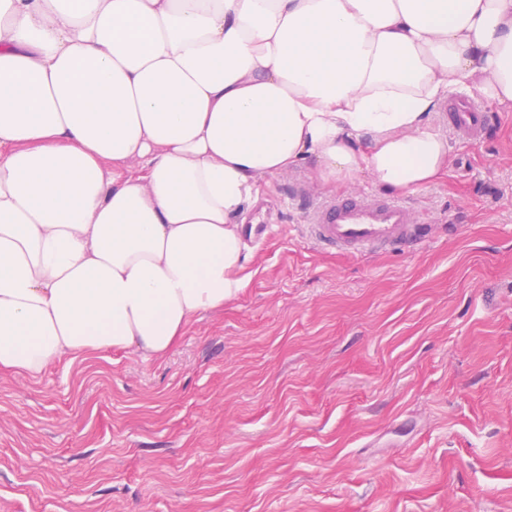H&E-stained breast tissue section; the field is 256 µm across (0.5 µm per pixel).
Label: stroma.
<instances>
[{
    "label": "stroma",
    "mask_w": 512,
    "mask_h": 512,
    "mask_svg": "<svg viewBox=\"0 0 512 512\" xmlns=\"http://www.w3.org/2000/svg\"><path fill=\"white\" fill-rule=\"evenodd\" d=\"M408 196L430 236L353 257L300 231L336 188L268 177L249 281L166 356L0 375V512H512V112Z\"/></svg>",
    "instance_id": "stroma-1"
}]
</instances>
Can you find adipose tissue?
Masks as SVG:
<instances>
[{"label":"adipose tissue","mask_w":512,"mask_h":512,"mask_svg":"<svg viewBox=\"0 0 512 512\" xmlns=\"http://www.w3.org/2000/svg\"><path fill=\"white\" fill-rule=\"evenodd\" d=\"M452 92L512 108V0H0V374L165 356L262 179L417 193Z\"/></svg>","instance_id":"ef3b65f1"}]
</instances>
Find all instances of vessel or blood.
<instances>
[{
	"instance_id": "obj_1",
	"label": "vessel or blood",
	"mask_w": 512,
	"mask_h": 512,
	"mask_svg": "<svg viewBox=\"0 0 512 512\" xmlns=\"http://www.w3.org/2000/svg\"><path fill=\"white\" fill-rule=\"evenodd\" d=\"M443 118L460 142L475 145L481 140L486 115L478 106L449 103ZM302 230L312 242L349 255L418 248L427 236L408 204L367 193L312 204Z\"/></svg>"
}]
</instances>
